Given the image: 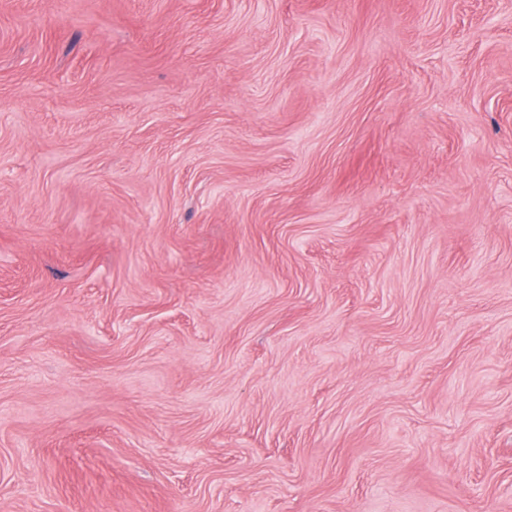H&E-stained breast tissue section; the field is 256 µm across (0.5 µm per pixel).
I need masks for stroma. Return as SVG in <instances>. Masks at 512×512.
Here are the masks:
<instances>
[{"instance_id":"stroma-1","label":"stroma","mask_w":512,"mask_h":512,"mask_svg":"<svg viewBox=\"0 0 512 512\" xmlns=\"http://www.w3.org/2000/svg\"><path fill=\"white\" fill-rule=\"evenodd\" d=\"M512 512V0H0V512Z\"/></svg>"}]
</instances>
